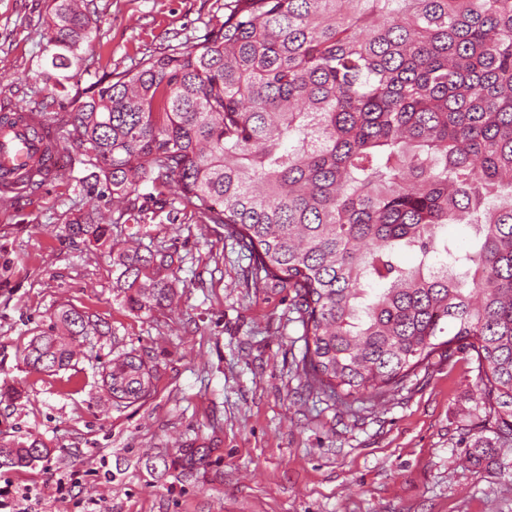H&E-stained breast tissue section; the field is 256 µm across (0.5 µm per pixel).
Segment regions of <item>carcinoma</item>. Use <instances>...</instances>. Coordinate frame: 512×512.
Returning a JSON list of instances; mask_svg holds the SVG:
<instances>
[{
    "label": "carcinoma",
    "instance_id": "carcinoma-1",
    "mask_svg": "<svg viewBox=\"0 0 512 512\" xmlns=\"http://www.w3.org/2000/svg\"><path fill=\"white\" fill-rule=\"evenodd\" d=\"M190 47L120 71H90L97 26L86 0H50L46 79L71 111L57 141L84 149L87 174L144 223L132 196L174 183L169 205L224 227L254 287L295 292L302 373L350 406L404 385L432 354L475 353L480 432L471 458L512 446V0H230ZM93 75L87 86L71 80ZM468 226L460 249L449 233ZM70 235L112 256L131 312L172 304L173 256L112 239L95 210ZM418 258L406 266L402 256ZM381 285L375 293L366 282ZM99 318L59 306L23 349L35 373L71 366ZM153 367L128 353L104 375L109 400L148 397ZM182 466L207 449L179 448ZM39 440L0 444V468L40 461Z\"/></svg>",
    "mask_w": 512,
    "mask_h": 512
}]
</instances>
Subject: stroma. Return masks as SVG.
<instances>
[{
  "mask_svg": "<svg viewBox=\"0 0 512 512\" xmlns=\"http://www.w3.org/2000/svg\"><path fill=\"white\" fill-rule=\"evenodd\" d=\"M49 0H0V114L23 105L63 116L46 81ZM225 0H92L99 21L89 54L122 71L146 54L196 44L222 20ZM61 175L0 198V443L39 439L48 456L0 468V489L31 488L38 512H512V447L468 461L479 413L470 353L431 356L383 403L344 406L310 392L301 371L302 326L289 288H256L249 261L221 226L196 223L139 198L141 224L112 234L174 256L172 308L136 315L112 289V263L69 235L87 209L83 150L60 144ZM69 303L110 335L85 342L69 370L35 373L25 344ZM139 351L154 367L150 396L107 400L108 360ZM210 448L207 466L182 474L178 446ZM71 477L67 501L56 482Z\"/></svg>",
  "mask_w": 512,
  "mask_h": 512,
  "instance_id": "35a3bbf8",
  "label": "stroma"
}]
</instances>
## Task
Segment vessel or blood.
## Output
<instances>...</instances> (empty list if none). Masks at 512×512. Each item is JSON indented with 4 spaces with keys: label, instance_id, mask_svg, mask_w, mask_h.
<instances>
[{
    "label": "vessel or blood",
    "instance_id": "1",
    "mask_svg": "<svg viewBox=\"0 0 512 512\" xmlns=\"http://www.w3.org/2000/svg\"><path fill=\"white\" fill-rule=\"evenodd\" d=\"M36 122V115L28 112L13 127L0 128L1 193L26 189V178L33 169H40L47 178L59 172L47 154L44 142L31 131Z\"/></svg>",
    "mask_w": 512,
    "mask_h": 512
}]
</instances>
